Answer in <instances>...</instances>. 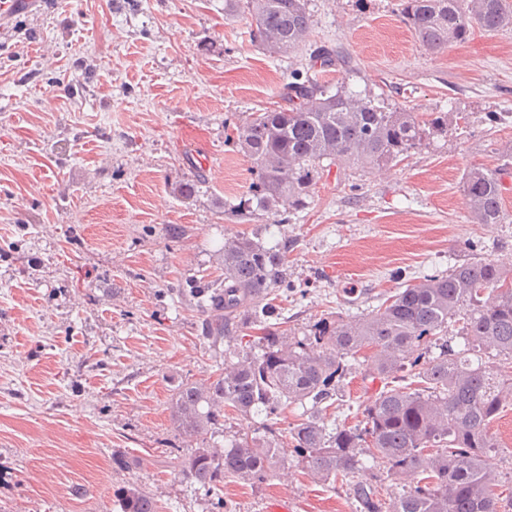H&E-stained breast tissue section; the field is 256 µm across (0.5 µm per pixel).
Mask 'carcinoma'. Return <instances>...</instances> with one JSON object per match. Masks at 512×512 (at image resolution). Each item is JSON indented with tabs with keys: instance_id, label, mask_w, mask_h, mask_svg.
Returning a JSON list of instances; mask_svg holds the SVG:
<instances>
[{
	"instance_id": "cac0c4a2",
	"label": "carcinoma",
	"mask_w": 512,
	"mask_h": 512,
	"mask_svg": "<svg viewBox=\"0 0 512 512\" xmlns=\"http://www.w3.org/2000/svg\"><path fill=\"white\" fill-rule=\"evenodd\" d=\"M309 0H224V15L247 14L252 40L285 56L304 41L312 24ZM402 14L417 40L430 52L461 42L479 25L512 27L508 0H403ZM350 68L336 47L314 45L308 62L291 71L282 87L285 106L254 112L236 127L232 143L251 161L256 182L248 196L228 209L243 218L255 210L277 217L305 209L322 162L362 168L399 162L436 132L447 128L441 116L389 108L331 89L316 67ZM512 172V151L491 169L472 167L463 176L469 214L478 224H500L502 177ZM288 246L266 247L242 235L224 242L218 254L221 274L191 288L189 306L211 316L204 338L217 344L224 335L262 324L259 356L245 354L224 363L206 384H184L173 403L182 431L201 444L183 461V475L206 491L235 478L264 483L291 448L319 481H350L363 458L380 462L392 480L414 477L413 486L388 496L382 484H357L360 512H512V495L495 494L498 475L486 456L499 443L490 426L512 401V270L490 260H467L445 273L405 285L378 307L360 314H336L309 324L302 335L282 341L284 329L267 318L275 312L272 289L287 284ZM458 326L464 348L448 344V327ZM423 352L409 357L413 348ZM375 350L364 378L383 384L363 411V424L328 425L340 383L361 353ZM439 353L432 355V350ZM501 357L490 365L485 357ZM417 380V387L398 382ZM312 402L313 412L289 430V440L266 426V439L243 438L228 448L202 436L229 408L248 417H276L291 404ZM118 512H159L157 500L139 486L115 495Z\"/></svg>"
}]
</instances>
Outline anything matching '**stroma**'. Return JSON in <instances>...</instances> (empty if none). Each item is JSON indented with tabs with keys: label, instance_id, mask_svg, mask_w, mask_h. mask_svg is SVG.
Here are the masks:
<instances>
[{
	"label": "stroma",
	"instance_id": "obj_1",
	"mask_svg": "<svg viewBox=\"0 0 512 512\" xmlns=\"http://www.w3.org/2000/svg\"><path fill=\"white\" fill-rule=\"evenodd\" d=\"M310 41L355 62L331 85L389 106L448 115V130L397 165L326 167L291 221L238 219L251 163L226 143L307 56L270 55L249 16L224 0H35L0 25V512H111L138 485L162 512H355L353 487L313 479L287 453L268 480L228 478L206 493L181 472L196 448L172 417L188 382L253 352L246 332L212 347L204 313L178 292L218 274L228 239L288 247L274 292L291 326L361 314L408 281L472 257L512 268V184L504 220L470 221L464 172L512 146V28L473 27L436 53L420 46L401 0H310ZM195 181L193 199L179 184ZM184 233L174 238L172 226ZM379 383L343 379L327 421L352 426ZM263 417L228 415L207 434L224 447L264 433ZM487 455L512 491V404ZM125 456L118 468L112 458Z\"/></svg>",
	"mask_w": 512,
	"mask_h": 512
}]
</instances>
